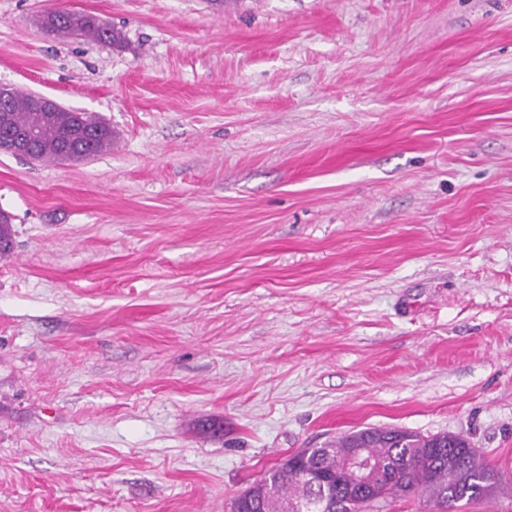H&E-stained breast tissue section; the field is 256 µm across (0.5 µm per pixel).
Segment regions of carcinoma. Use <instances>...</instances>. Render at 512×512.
<instances>
[{
	"label": "carcinoma",
	"instance_id": "obj_1",
	"mask_svg": "<svg viewBox=\"0 0 512 512\" xmlns=\"http://www.w3.org/2000/svg\"><path fill=\"white\" fill-rule=\"evenodd\" d=\"M43 28L59 38L82 37L119 46L122 34L97 16L69 11L43 14ZM39 95L14 90L0 104V137L37 127L31 159L39 163L96 157L112 149V128L82 112H67L56 104L33 110ZM12 247V217L0 211V255ZM361 445L373 459L368 486L358 483L344 461ZM498 482L477 449L460 435H422L398 428H366L324 448H303L268 470L234 499L232 512H297L311 500L316 512H382L388 501L417 495L448 512L459 503L484 499Z\"/></svg>",
	"mask_w": 512,
	"mask_h": 512
}]
</instances>
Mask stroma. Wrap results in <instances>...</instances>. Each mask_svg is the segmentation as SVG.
<instances>
[{
    "mask_svg": "<svg viewBox=\"0 0 512 512\" xmlns=\"http://www.w3.org/2000/svg\"><path fill=\"white\" fill-rule=\"evenodd\" d=\"M1 83L114 139L0 153V512H231L365 427L512 512V0H0ZM43 28L59 38L82 37L90 41L121 46L122 34L104 23L97 16L69 11H54L43 14L40 20Z\"/></svg>",
    "mask_w": 512,
    "mask_h": 512,
    "instance_id": "1",
    "label": "stroma"
}]
</instances>
